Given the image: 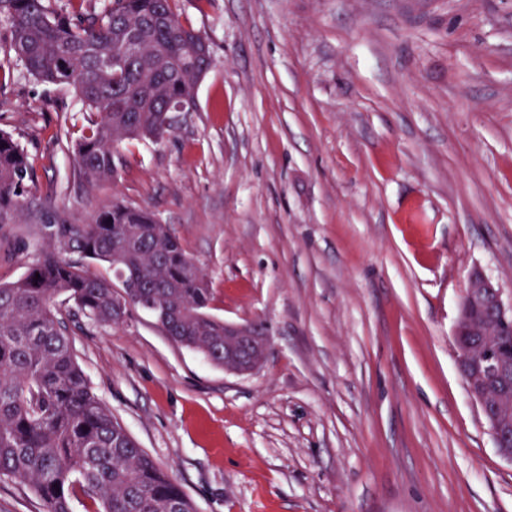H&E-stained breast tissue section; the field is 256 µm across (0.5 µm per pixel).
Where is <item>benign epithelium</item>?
Returning <instances> with one entry per match:
<instances>
[{"label": "benign epithelium", "instance_id": "1", "mask_svg": "<svg viewBox=\"0 0 512 512\" xmlns=\"http://www.w3.org/2000/svg\"><path fill=\"white\" fill-rule=\"evenodd\" d=\"M512 320V302L483 274L471 275L463 296L454 341L459 371L479 404L498 445L512 462V359L501 354L500 325ZM268 339L254 326L224 324V369L248 373L265 357Z\"/></svg>", "mask_w": 512, "mask_h": 512}]
</instances>
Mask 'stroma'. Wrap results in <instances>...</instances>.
Listing matches in <instances>:
<instances>
[{
  "label": "stroma",
  "mask_w": 512,
  "mask_h": 512,
  "mask_svg": "<svg viewBox=\"0 0 512 512\" xmlns=\"http://www.w3.org/2000/svg\"><path fill=\"white\" fill-rule=\"evenodd\" d=\"M212 64L192 112L120 147L83 183L94 113L29 75L0 23V131L42 202L85 224L155 213L211 288L210 313L260 327L238 374L130 309L73 323L106 408L196 512H512L458 369L470 276L512 298V0H179ZM0 226V282L39 254Z\"/></svg>",
  "instance_id": "stroma-1"
}]
</instances>
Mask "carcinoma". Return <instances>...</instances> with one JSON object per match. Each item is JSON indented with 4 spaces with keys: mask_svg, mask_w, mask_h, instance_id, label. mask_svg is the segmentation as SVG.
<instances>
[{
    "mask_svg": "<svg viewBox=\"0 0 512 512\" xmlns=\"http://www.w3.org/2000/svg\"><path fill=\"white\" fill-rule=\"evenodd\" d=\"M178 0H109L88 14L75 0H0L10 46L24 69L73 87L100 119L74 155L90 186L111 181L119 145L162 139L168 114L192 112L211 55L184 24ZM32 165L0 134V224L40 226L44 246L19 279L0 285V480L29 486L43 512H194L182 487L106 409L76 361L63 296L74 314L105 327L130 307L149 313L176 344L224 365V321L208 311L209 288L167 225L140 207L114 204L87 224L36 203ZM116 265L120 288L89 272Z\"/></svg>",
    "mask_w": 512,
    "mask_h": 512,
    "instance_id": "cac0c4a2",
    "label": "carcinoma"
}]
</instances>
